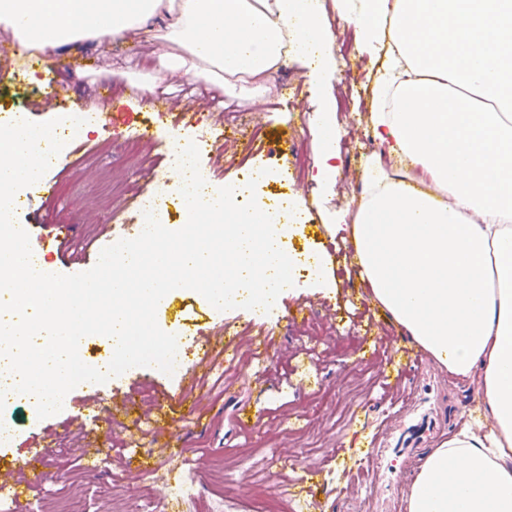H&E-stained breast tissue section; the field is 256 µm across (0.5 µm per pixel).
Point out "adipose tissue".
<instances>
[{"instance_id": "ef3b65f1", "label": "adipose tissue", "mask_w": 512, "mask_h": 512, "mask_svg": "<svg viewBox=\"0 0 512 512\" xmlns=\"http://www.w3.org/2000/svg\"><path fill=\"white\" fill-rule=\"evenodd\" d=\"M334 5L365 46L385 48L378 100L400 92L376 113V137L440 188L408 192L366 166L359 274L411 342L479 380L490 424L428 454L408 512H512V0H365L356 15L349 0ZM0 27L14 59L37 55L47 71L75 39H162L157 77L138 84L146 104L161 76L252 99L290 50L314 82L330 70L322 0H0Z\"/></svg>"}]
</instances>
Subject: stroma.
Here are the masks:
<instances>
[{
  "label": "stroma",
  "instance_id": "obj_1",
  "mask_svg": "<svg viewBox=\"0 0 512 512\" xmlns=\"http://www.w3.org/2000/svg\"><path fill=\"white\" fill-rule=\"evenodd\" d=\"M323 3L325 25L332 35L353 34V24L338 15L333 0ZM352 44L349 69L335 67L320 87L307 82L305 66L294 58L289 60L284 78H271L261 97L242 104L211 83L173 86L161 81L159 91L173 103L165 112L136 108V87L118 74L133 51L139 55L143 72H153L158 55L165 50L162 42H139L132 47L116 43L107 53L90 41L68 44L59 48L54 70L36 79L31 76L35 60L16 63L0 55V64L14 69L10 82L0 84V112L18 110L34 122L60 118L78 109L106 113L95 133L72 141L59 164L47 171V178L54 183H66V191L46 196L26 188V198L15 212L17 222L31 228L71 225L70 253L93 260L106 247L113 227L133 233L137 202L149 188L141 176L142 164L172 173V141L196 139L203 129L210 141L200 153V164L213 184L237 179L246 169L284 173L286 181L271 184L269 190L295 198L307 221L304 230L288 236L285 243L288 253L304 262L307 272L282 292L270 312L238 308L219 314L197 292L180 288L171 291L156 311L161 330L187 328L186 345L190 348L204 347L206 341L225 334L231 340L247 342L272 334L273 373L255 375L248 352L242 349L235 362L225 365L223 376L201 377L204 398L193 418L183 425L184 453L169 456L158 437L147 446L159 468L154 476L139 475L128 465L134 453L130 442L141 434L126 419L124 407L131 402L142 404L148 395L165 411L175 412L177 406L169 397L177 392L180 374L137 367L103 384H80L67 395L68 413L43 420L27 402L8 403L0 420L15 431L13 454H26L40 444L50 446L52 473L51 480L30 491L23 505L13 506L11 512H58L61 497L73 483L85 489V512H113L112 504L119 500L133 507L146 502L167 507L171 501L160 497L158 486L184 476L191 479L189 493L197 501L195 512H206L200 500L202 491L219 482L226 471L231 474L225 489L227 512H251L248 489L256 483L266 494L295 501L305 512H374L370 492L350 487L347 477L357 469L385 422L382 375H396L416 346L371 300L349 247L350 227L334 220L336 213L353 209L355 197L349 186L363 181L369 156L356 146L361 134L372 129L374 80L383 62L379 53L363 50L360 37L354 34ZM106 77L111 84L104 88L100 82ZM284 81L297 86L296 105H287L279 95L278 87ZM44 90L55 94L53 107H38ZM347 93L353 96L349 109L334 114L339 132L336 147L344 163L339 172L315 181L321 138L317 118L326 101L340 100ZM228 108L247 112L259 125L255 143L226 141L224 111ZM145 128L151 137L143 142L140 156L124 155L125 141ZM285 139L301 142L306 148L303 168H296L294 160L278 153L276 146ZM321 254L328 266L319 273L313 271L312 264ZM297 313L303 320L291 325L290 318ZM430 369L442 380L439 398L447 433L485 426L476 382L450 377L448 369L436 363ZM106 395L112 398V433L108 436L102 432L100 417L85 408L86 403ZM243 403L259 418L254 431L238 426V408ZM292 412L305 418L301 434L288 432ZM253 432L276 444L292 459V466L270 464L262 448L250 445ZM106 445L112 452L100 470L93 474L73 470L79 448L94 452ZM243 456L249 458L252 469L241 474L235 466ZM316 463L321 464V471L306 476V467Z\"/></svg>",
  "mask_w": 512,
  "mask_h": 512
}]
</instances>
